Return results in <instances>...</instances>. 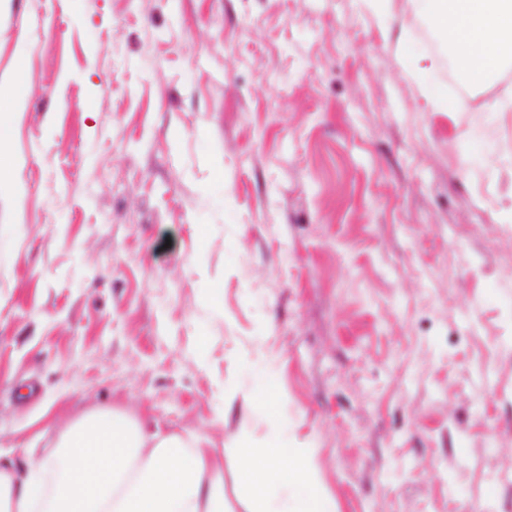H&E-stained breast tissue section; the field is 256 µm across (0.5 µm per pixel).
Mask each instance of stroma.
Returning a JSON list of instances; mask_svg holds the SVG:
<instances>
[{"label": "stroma", "instance_id": "obj_1", "mask_svg": "<svg viewBox=\"0 0 512 512\" xmlns=\"http://www.w3.org/2000/svg\"><path fill=\"white\" fill-rule=\"evenodd\" d=\"M410 0H0V448L115 409L313 451L336 512H512V80ZM20 78L15 77L9 82L0 83V146L2 147L12 136L16 118L24 106V99L19 93ZM8 106L2 105V99Z\"/></svg>", "mask_w": 512, "mask_h": 512}]
</instances>
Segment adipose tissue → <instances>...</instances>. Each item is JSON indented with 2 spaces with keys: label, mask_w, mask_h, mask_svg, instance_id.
<instances>
[{
  "label": "adipose tissue",
  "mask_w": 512,
  "mask_h": 512,
  "mask_svg": "<svg viewBox=\"0 0 512 512\" xmlns=\"http://www.w3.org/2000/svg\"><path fill=\"white\" fill-rule=\"evenodd\" d=\"M458 51L463 76L485 82L512 58V0H417ZM218 448H186L122 412L71 423L57 443L18 461L0 452V512H224ZM246 512H336L318 491L309 452L279 439L233 450Z\"/></svg>",
  "instance_id": "ef3b65f1"
}]
</instances>
